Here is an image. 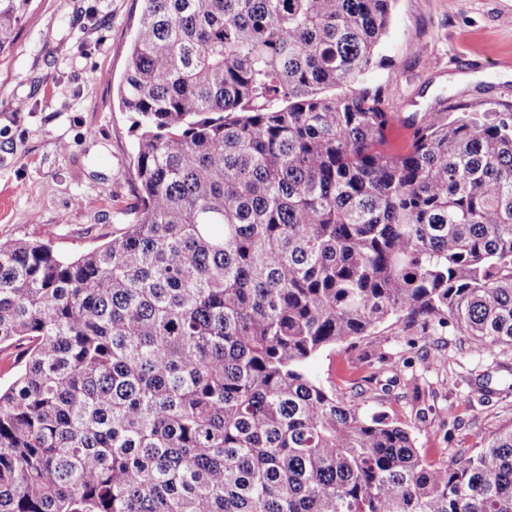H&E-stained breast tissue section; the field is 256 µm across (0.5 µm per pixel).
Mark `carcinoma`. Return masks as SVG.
Wrapping results in <instances>:
<instances>
[{"instance_id": "1", "label": "carcinoma", "mask_w": 512, "mask_h": 512, "mask_svg": "<svg viewBox=\"0 0 512 512\" xmlns=\"http://www.w3.org/2000/svg\"><path fill=\"white\" fill-rule=\"evenodd\" d=\"M143 2L124 231L0 242V512H512V426L433 464L305 370L394 318L512 373V113L388 149L393 0Z\"/></svg>"}]
</instances>
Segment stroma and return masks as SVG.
Segmentation results:
<instances>
[{
  "label": "stroma",
  "instance_id": "35a3bbf8",
  "mask_svg": "<svg viewBox=\"0 0 512 512\" xmlns=\"http://www.w3.org/2000/svg\"><path fill=\"white\" fill-rule=\"evenodd\" d=\"M142 0H30L0 52V241L51 238L76 257L110 239L135 203L136 138L116 88ZM364 86L390 93L384 131L403 150L411 124L450 112H512V0H395ZM451 328L389 320L306 366L327 390L409 429L431 463L484 447L512 424V375L489 395L466 385L488 357Z\"/></svg>",
  "mask_w": 512,
  "mask_h": 512
}]
</instances>
